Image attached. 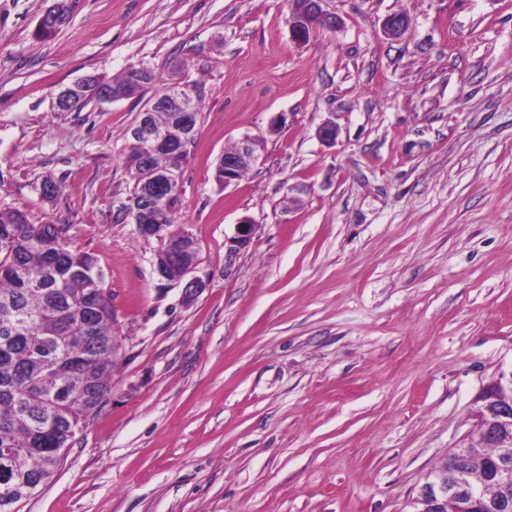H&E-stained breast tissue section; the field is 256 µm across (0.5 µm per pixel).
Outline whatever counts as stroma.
<instances>
[{
    "label": "stroma",
    "instance_id": "stroma-1",
    "mask_svg": "<svg viewBox=\"0 0 512 512\" xmlns=\"http://www.w3.org/2000/svg\"><path fill=\"white\" fill-rule=\"evenodd\" d=\"M52 2L0 0V206L97 258L123 347L111 400L21 512H412L512 368V0H324L342 25L301 46L289 0H71L41 41ZM139 63L206 84L182 173L207 281L189 302L119 210L140 103L54 109ZM245 135L258 162L218 186ZM91 81V76L86 74L72 84L61 89L56 95L54 101V108L58 112H71L73 110V104L76 97L75 104L77 105L75 110L72 112H80L85 109L89 104L95 102L94 96L97 94L96 87L93 85H88L84 89L81 88L79 92L74 93L72 90H79L80 86L85 85L87 82ZM256 227L257 224H251L247 221H244L241 224H236L235 234L228 238L227 241L224 263L225 268H231L240 252L249 246L255 233Z\"/></svg>",
    "mask_w": 512,
    "mask_h": 512
}]
</instances>
